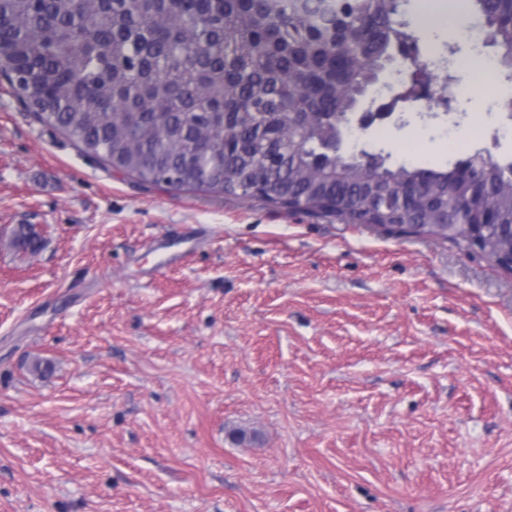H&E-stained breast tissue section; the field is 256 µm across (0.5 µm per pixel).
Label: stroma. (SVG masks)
<instances>
[{
  "label": "stroma",
  "instance_id": "1",
  "mask_svg": "<svg viewBox=\"0 0 512 512\" xmlns=\"http://www.w3.org/2000/svg\"><path fill=\"white\" fill-rule=\"evenodd\" d=\"M428 39L460 95L351 128L347 152L512 161L470 43ZM0 512H512V273L141 186L0 79Z\"/></svg>",
  "mask_w": 512,
  "mask_h": 512
}]
</instances>
